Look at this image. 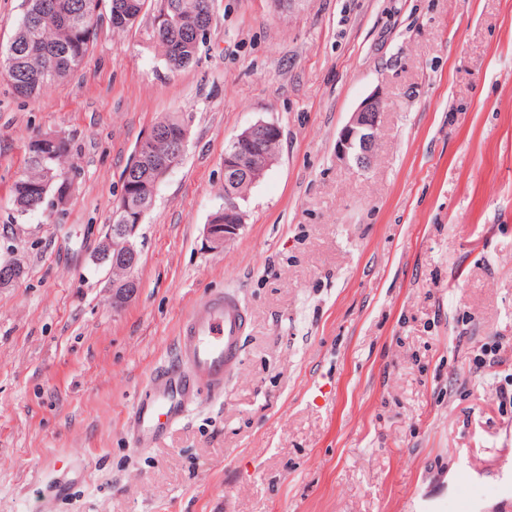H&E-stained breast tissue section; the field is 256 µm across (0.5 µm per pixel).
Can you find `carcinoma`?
<instances>
[{"label": "carcinoma", "instance_id": "cac0c4a2", "mask_svg": "<svg viewBox=\"0 0 512 512\" xmlns=\"http://www.w3.org/2000/svg\"><path fill=\"white\" fill-rule=\"evenodd\" d=\"M101 0H30L26 12L7 47L0 51V69L15 93L33 98L49 82L67 78L89 53L97 29L92 27ZM145 0H109L106 16L112 30L120 32L133 25ZM163 16L153 25V42L167 65L177 70L196 59L199 43L195 29L211 20V0H154ZM187 116L174 112L156 124L161 130L185 132ZM164 143L151 148L153 160L129 175L134 188L122 184L112 211V223H120L127 212L148 211L164 166ZM71 142L57 133L38 136L29 145V168L12 186L13 202L23 214L43 204L60 206L66 198Z\"/></svg>", "mask_w": 512, "mask_h": 512}]
</instances>
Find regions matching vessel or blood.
Segmentation results:
<instances>
[{"label":"vessel or blood","mask_w":512,"mask_h":512,"mask_svg":"<svg viewBox=\"0 0 512 512\" xmlns=\"http://www.w3.org/2000/svg\"><path fill=\"white\" fill-rule=\"evenodd\" d=\"M247 316L238 299L215 293L194 304L184 319L174 364L156 369L126 421L133 445H156L183 421L199 388L221 394L240 356Z\"/></svg>","instance_id":"obj_1"}]
</instances>
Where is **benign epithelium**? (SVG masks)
<instances>
[{
	"instance_id": "7a95c632",
	"label": "benign epithelium",
	"mask_w": 512,
	"mask_h": 512,
	"mask_svg": "<svg viewBox=\"0 0 512 512\" xmlns=\"http://www.w3.org/2000/svg\"><path fill=\"white\" fill-rule=\"evenodd\" d=\"M385 100L381 93L373 92L362 100L349 121L339 132L336 140L337 157L359 168L370 166L376 147L377 130ZM282 137L280 126L275 122L257 121L248 126L224 151V180L235 182L243 177L255 184L278 159V145ZM170 143V161L164 166L169 173L176 166L184 150L185 141L167 135ZM224 222L206 225V236L211 248L219 249L234 239L245 225V214L232 197L224 198ZM145 213L129 214L123 223L112 225V234L103 241L99 251L100 264L109 267L112 280V306L119 307L136 291L138 283L133 275L139 253L136 232Z\"/></svg>"
}]
</instances>
